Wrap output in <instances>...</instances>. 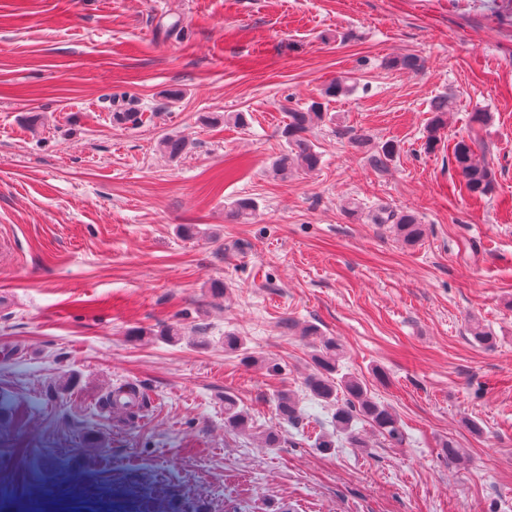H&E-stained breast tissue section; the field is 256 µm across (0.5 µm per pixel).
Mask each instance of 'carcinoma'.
I'll use <instances>...</instances> for the list:
<instances>
[{
    "label": "carcinoma",
    "mask_w": 512,
    "mask_h": 512,
    "mask_svg": "<svg viewBox=\"0 0 512 512\" xmlns=\"http://www.w3.org/2000/svg\"><path fill=\"white\" fill-rule=\"evenodd\" d=\"M387 66L397 70L417 71L423 68L422 60L412 54L394 58ZM353 86L345 80L330 83L323 91V101L312 102L307 109H288V124L282 130V136L288 143V150L275 162L276 171L284 175L293 165L307 170L318 166L319 155L314 143L307 138L311 127L323 121L327 115L330 99L346 95ZM452 110V100L439 95L430 104V118L427 127L426 148L435 149L440 142V131L444 129L446 115ZM490 121V113L478 110L470 115L468 133L448 144L467 193L474 198H485L495 191L493 169L485 162L476 160V152L483 148V131ZM396 153V147L387 143L371 157L376 168L385 167ZM376 224L395 225L398 236L408 245H414L423 236V225L417 215L411 211H393L379 209L372 217ZM302 335L311 338L314 371L305 379V388L311 396L335 407L334 421L336 434L342 436L354 446L364 447L362 434L357 424H367L384 440L394 445L403 442L402 422L398 415L387 405L375 400L368 392L366 383L350 373L339 374L341 360L344 357L342 345L332 337L321 335L314 326H308ZM138 404V394L133 387H121L112 394V405L118 410H133ZM276 410L281 418L291 424L300 419L298 401L295 397L281 391L276 395ZM224 422L237 431H253L252 418L239 407V403L230 395L224 396Z\"/></svg>",
    "instance_id": "carcinoma-1"
}]
</instances>
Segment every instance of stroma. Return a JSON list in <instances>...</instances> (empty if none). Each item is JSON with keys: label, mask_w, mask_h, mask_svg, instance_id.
I'll return each instance as SVG.
<instances>
[{"label": "stroma", "mask_w": 512, "mask_h": 512, "mask_svg": "<svg viewBox=\"0 0 512 512\" xmlns=\"http://www.w3.org/2000/svg\"><path fill=\"white\" fill-rule=\"evenodd\" d=\"M405 54L423 70L387 67ZM339 77L318 166L276 174L288 108ZM439 94L444 142L491 113V197L426 149ZM308 325L403 444L315 448L336 428L304 386ZM127 384L132 423L102 407ZM228 394L256 433L225 426ZM0 512H512V0H0ZM376 224H394L398 236L408 245H415L423 236V225L411 211L379 209L372 217ZM276 410L284 421L298 424L300 419L298 401L288 391H281L276 395Z\"/></svg>", "instance_id": "1"}]
</instances>
